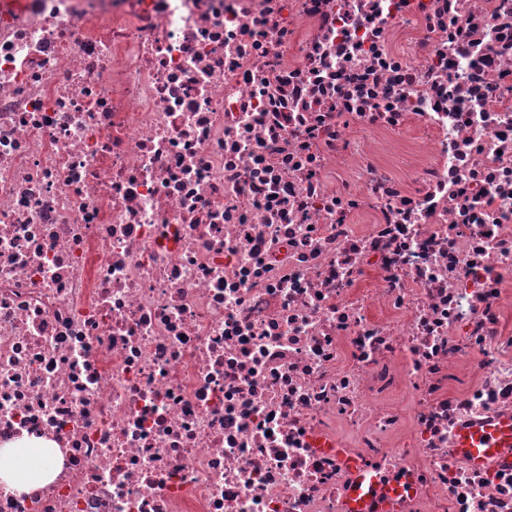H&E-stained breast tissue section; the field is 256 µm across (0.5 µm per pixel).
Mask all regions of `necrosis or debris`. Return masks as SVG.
Instances as JSON below:
<instances>
[{
    "label": "necrosis or debris",
    "mask_w": 512,
    "mask_h": 512,
    "mask_svg": "<svg viewBox=\"0 0 512 512\" xmlns=\"http://www.w3.org/2000/svg\"><path fill=\"white\" fill-rule=\"evenodd\" d=\"M512 0L0 7V512H512ZM458 448L473 464L509 451L512 449V421L465 429L459 435ZM19 460V452L12 448L0 450V478L8 484L15 486V483H21L20 478L15 473ZM354 478L346 499L347 512H382L401 491L399 485H385L376 472L355 460L349 461Z\"/></svg>",
    "instance_id": "1"
}]
</instances>
